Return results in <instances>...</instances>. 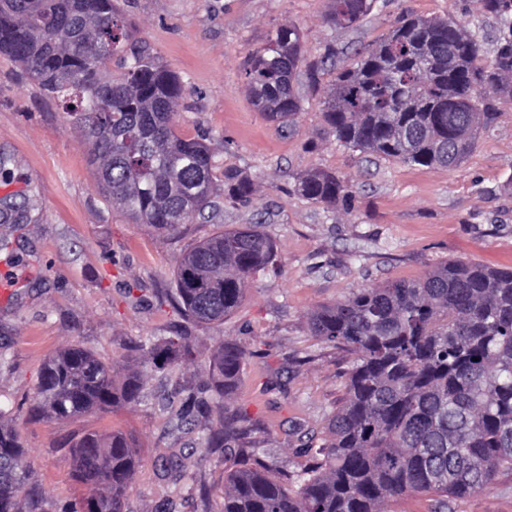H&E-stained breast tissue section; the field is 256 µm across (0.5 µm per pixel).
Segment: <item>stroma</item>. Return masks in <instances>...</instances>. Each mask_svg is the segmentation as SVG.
<instances>
[{"instance_id":"stroma-1","label":"stroma","mask_w":512,"mask_h":512,"mask_svg":"<svg viewBox=\"0 0 512 512\" xmlns=\"http://www.w3.org/2000/svg\"><path fill=\"white\" fill-rule=\"evenodd\" d=\"M133 37L146 41L185 86L174 128L205 136L216 161L218 193L202 217L161 234L133 223L97 185L90 147L63 105L8 53L0 51V262L26 265L29 275L0 301V408L26 453L19 498L24 512H62L88 496L69 462L71 440L115 430L140 448L125 512H221L224 478L246 466L232 450L211 451L204 429L218 407L195 422L160 411L161 399L207 380L224 342L249 353L231 408L247 411L254 440L270 448L273 472L309 462L302 442L321 441L329 417L345 401L352 355L311 336L308 318L353 291L393 279L418 280L452 260L512 268V100L487 101L495 119L480 130L473 153L448 170L413 166L350 150L323 121L333 72L310 82L298 71L302 110L292 132L266 121L250 102L248 55L271 32L292 25L304 57L335 47L344 60L374 46L411 12L452 18L491 38L494 19L479 0H378L356 26L328 21L333 0H117ZM325 171L348 180L345 207L308 200L298 176ZM248 175L249 204L230 199L224 175ZM259 225L276 244L281 272L251 280L240 307L224 320L181 318L163 295L174 286L181 256L216 232ZM189 336L192 361L162 370L145 364L132 343L173 333ZM77 345L118 375L142 373L146 399L75 419L29 417L43 363ZM176 469H168L167 461ZM387 512H512V471L487 489L438 503L412 493L391 499Z\"/></svg>"}]
</instances>
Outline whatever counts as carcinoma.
Segmentation results:
<instances>
[{"instance_id": "1", "label": "carcinoma", "mask_w": 512, "mask_h": 512, "mask_svg": "<svg viewBox=\"0 0 512 512\" xmlns=\"http://www.w3.org/2000/svg\"><path fill=\"white\" fill-rule=\"evenodd\" d=\"M0 0V51L9 53L93 145L102 192L134 223L175 231L211 206L214 155L201 138L175 132L173 115L184 93L149 44L132 38L114 0ZM376 0H334L330 22L357 25ZM498 23L494 59L480 64L481 40L453 19L413 14L354 61L328 52L304 63L301 35L283 25L250 55L245 74L253 106L282 129L301 111L293 80L301 64L309 78L335 71L323 118L336 141L410 165L451 169L472 152L488 127L489 94L512 98V0H481ZM119 75H112V67ZM228 194L252 197L250 180L224 174ZM294 191L327 206H346L349 184L326 172L298 179ZM277 248L256 225L220 231L179 260L177 311L200 322L222 321L242 303L259 272L276 271ZM310 334L354 356L348 399L328 422L312 464L296 475L292 493L257 468L228 473L222 512H384L410 492L463 498L512 468V270L448 261L417 281L359 288L309 318ZM136 348L157 370L186 362L184 336ZM247 353L224 343L210 364L211 380L184 396L182 419L192 420L199 395L217 404L233 393ZM139 375L118 381L114 368L70 346L41 369L30 414L72 419L144 400ZM250 417L224 409L203 437L209 448L270 450L244 442ZM72 471L92 494L80 512H124V495L141 457L121 431L84 433L70 449ZM19 435L0 423V512H20L16 493L25 473Z\"/></svg>"}]
</instances>
